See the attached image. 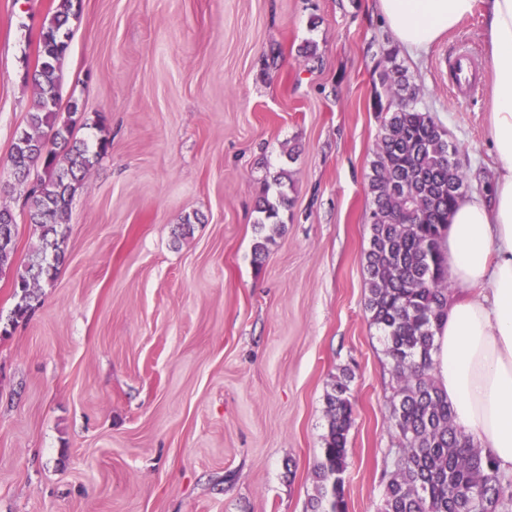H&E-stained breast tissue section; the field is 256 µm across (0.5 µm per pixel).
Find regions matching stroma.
<instances>
[{
    "instance_id": "obj_1",
    "label": "stroma",
    "mask_w": 512,
    "mask_h": 512,
    "mask_svg": "<svg viewBox=\"0 0 512 512\" xmlns=\"http://www.w3.org/2000/svg\"><path fill=\"white\" fill-rule=\"evenodd\" d=\"M49 3L0 0V206L17 214L8 156ZM483 28L475 11L413 59L374 0H82L61 97L81 105L76 138L110 146L40 306L0 335V512H307L345 367L348 512H380L399 439L365 309L374 95L402 65L464 176L487 173ZM461 47L481 67L469 96L448 81ZM281 169L292 204L258 265L257 200Z\"/></svg>"
}]
</instances>
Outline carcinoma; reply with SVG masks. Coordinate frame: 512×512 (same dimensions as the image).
<instances>
[{
    "label": "carcinoma",
    "instance_id": "obj_1",
    "mask_svg": "<svg viewBox=\"0 0 512 512\" xmlns=\"http://www.w3.org/2000/svg\"><path fill=\"white\" fill-rule=\"evenodd\" d=\"M73 0H52L25 78L36 90L33 111L9 155L16 184L23 188L27 221L40 228V245L19 263L18 224L0 207V275L12 276L17 299L13 320L27 318L40 304L39 288L64 260V216L92 166L87 144L73 140L79 103H62L61 65L69 51ZM387 100L377 112L379 132L370 163V243L364 254L366 311L383 338V354L397 387L388 422L399 436L400 457L384 486L382 512H497L506 498L493 456L454 426L448 400L433 376L435 335L448 301V266L442 240L448 214L463 197L464 176L456 148L431 115L417 107L407 72L393 65L380 73ZM66 112H60L61 105ZM288 173L265 181L258 199L254 258L268 252L265 234L283 224L288 207ZM410 204L419 223L409 222ZM352 369L336 376L325 401L329 414L322 453L312 468L315 495L310 512H347L343 474L348 434L354 420Z\"/></svg>",
    "mask_w": 512,
    "mask_h": 512
}]
</instances>
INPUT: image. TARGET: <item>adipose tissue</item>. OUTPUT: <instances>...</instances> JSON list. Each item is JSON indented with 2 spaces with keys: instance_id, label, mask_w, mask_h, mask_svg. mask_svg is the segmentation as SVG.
<instances>
[{
  "instance_id": "obj_1",
  "label": "adipose tissue",
  "mask_w": 512,
  "mask_h": 512,
  "mask_svg": "<svg viewBox=\"0 0 512 512\" xmlns=\"http://www.w3.org/2000/svg\"><path fill=\"white\" fill-rule=\"evenodd\" d=\"M478 7L495 169L488 201L460 200L448 216L443 250L462 294L448 301L434 359L455 426L512 474V0H377L392 37L414 56Z\"/></svg>"
}]
</instances>
